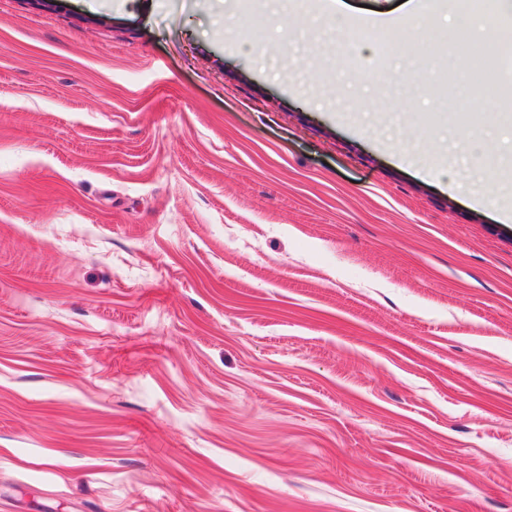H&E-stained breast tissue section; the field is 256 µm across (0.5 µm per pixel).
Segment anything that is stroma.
I'll list each match as a JSON object with an SVG mask.
<instances>
[{
    "mask_svg": "<svg viewBox=\"0 0 512 512\" xmlns=\"http://www.w3.org/2000/svg\"><path fill=\"white\" fill-rule=\"evenodd\" d=\"M275 2L0 0V512H512V16ZM420 1L406 0L407 23L402 24L390 18H379L374 20L373 28L382 34H393L396 39H407L413 31L423 28L427 23V16L423 12ZM462 8L466 12L478 10L481 6L478 0H463ZM460 9L458 0H448V13L453 15V24L450 27L451 31L454 32L458 29H464L469 36L473 35L474 25L477 19L475 14L466 13Z\"/></svg>",
    "mask_w": 512,
    "mask_h": 512,
    "instance_id": "1",
    "label": "stroma"
}]
</instances>
